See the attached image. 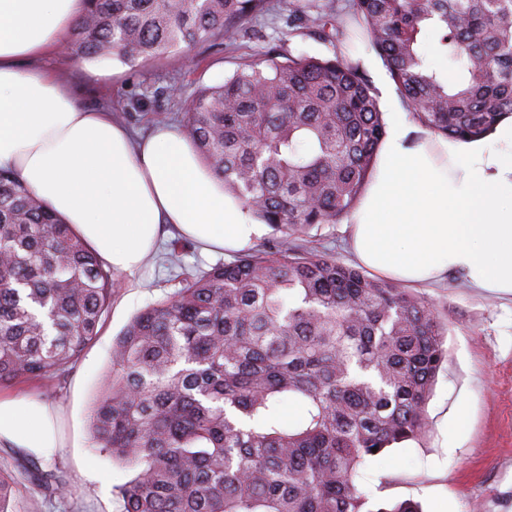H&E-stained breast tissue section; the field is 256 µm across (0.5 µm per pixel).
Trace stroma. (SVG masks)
<instances>
[{
    "mask_svg": "<svg viewBox=\"0 0 512 512\" xmlns=\"http://www.w3.org/2000/svg\"><path fill=\"white\" fill-rule=\"evenodd\" d=\"M271 4L237 44L200 43L189 61L172 53L135 63L115 58L78 62L60 48L42 65L67 80L79 104L110 110L143 136L153 132V117L160 113L181 127L185 97L200 86L223 83L241 58L274 45L316 58L340 51L370 55L373 64L365 73L382 111H404L382 58L366 41L356 35L339 43L301 37L289 27L280 0ZM178 274L155 258L134 275H121L97 341L75 363L47 380L0 386L1 394L34 396L58 409L62 440L37 464L45 470L60 467L73 491L63 503L16 475L17 512H123L119 489L134 472L93 447L90 409L111 368L113 339L140 309L174 292ZM420 294L448 321V362L427 407L429 431L420 441L369 460L361 481L373 501L410 499L423 512H512V297L476 292L458 274Z\"/></svg>",
    "mask_w": 512,
    "mask_h": 512,
    "instance_id": "obj_1",
    "label": "stroma"
}]
</instances>
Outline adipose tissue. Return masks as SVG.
Here are the masks:
<instances>
[{"instance_id":"1","label":"adipose tissue","mask_w":512,"mask_h":512,"mask_svg":"<svg viewBox=\"0 0 512 512\" xmlns=\"http://www.w3.org/2000/svg\"><path fill=\"white\" fill-rule=\"evenodd\" d=\"M84 9L0 0V166L117 272L137 271L168 226L205 253L251 247L265 225L182 132L135 140L40 65ZM348 222L355 260L377 275L423 285L459 273L478 291L512 295V120L451 141L395 113ZM57 445L54 409L0 395V446L43 456Z\"/></svg>"}]
</instances>
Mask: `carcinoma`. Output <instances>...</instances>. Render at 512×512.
I'll use <instances>...</instances> for the list:
<instances>
[{
    "label": "carcinoma",
    "instance_id": "cac0c4a2",
    "mask_svg": "<svg viewBox=\"0 0 512 512\" xmlns=\"http://www.w3.org/2000/svg\"><path fill=\"white\" fill-rule=\"evenodd\" d=\"M269 0H87L65 45L76 61L148 60L207 40L229 45ZM306 36L352 26L383 59L421 126L484 137L512 117V0H308ZM457 64H427L429 47ZM185 133L224 191L274 230L260 248L137 312L112 344L89 415L100 451L136 469L124 512H422L370 508L367 460L428 432L448 362L435 305L309 246L356 207L386 126L377 93L346 56L275 51L185 100ZM173 239L162 259L179 266ZM119 285L9 168H0V384L43 380L97 338ZM301 410L285 422L282 407ZM30 478L66 498L61 471ZM13 474L0 467V512Z\"/></svg>",
    "mask_w": 512,
    "mask_h": 512
}]
</instances>
